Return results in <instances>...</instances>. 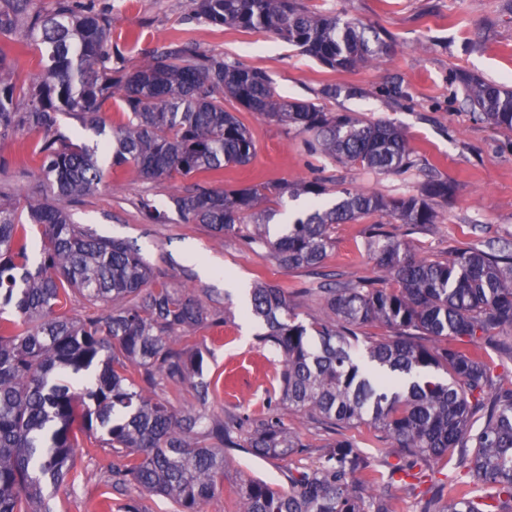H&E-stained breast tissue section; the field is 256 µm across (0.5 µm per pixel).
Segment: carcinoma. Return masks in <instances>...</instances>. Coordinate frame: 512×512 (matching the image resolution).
Wrapping results in <instances>:
<instances>
[{
	"label": "carcinoma",
	"mask_w": 512,
	"mask_h": 512,
	"mask_svg": "<svg viewBox=\"0 0 512 512\" xmlns=\"http://www.w3.org/2000/svg\"><path fill=\"white\" fill-rule=\"evenodd\" d=\"M193 15L271 32L333 70H354L390 50L378 33L297 0H194ZM20 20L41 71L16 75L12 47L0 43V140L25 127L42 132L34 152L49 200L23 212L0 205V512H50L45 488L63 484L79 451L95 445L118 455L115 475L139 492L172 500L176 512H202L224 482V449L263 458L306 451L285 422L292 410L329 427L367 425L408 462L387 461L384 473L350 440H335L315 465L288 472L286 492L241 481L236 512H395L385 477H408L444 458L489 493L477 500L456 483L439 484L427 490L422 512H512V384L485 357L488 338L512 329V252L467 247L427 260L376 232L370 255L380 281L394 287L329 286L324 316L308 323L285 289L257 282L242 313L264 327L261 342L282 357L279 410L224 419L181 413L158 395L180 384L207 402L212 379L194 334L221 322L128 242L70 221L68 207L100 183V156L109 155L141 179L192 180L167 206L142 199L150 222L166 223L172 207L216 234L245 232L280 266H317L332 246L333 225L376 215L433 224L436 202L448 201L455 186L429 176L417 193L390 198L345 187L326 207L327 188L315 179L301 188L310 212L273 240L272 214L258 206L288 187L215 184L224 167L246 165L256 152L224 102L310 135L309 149L325 158L380 174L415 166L401 130L288 101L265 72L190 39L170 41L134 68H114L109 19L81 0H0V36ZM462 86L470 111L512 131V88L473 77ZM110 100L126 117L111 130L102 112ZM61 112L102 141L69 140L57 127ZM33 226L41 244L31 257ZM74 293L97 313L72 315ZM374 324L390 334L360 338L357 329Z\"/></svg>",
	"instance_id": "carcinoma-1"
}]
</instances>
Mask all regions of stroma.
Here are the masks:
<instances>
[{
	"label": "stroma",
	"instance_id": "35a3bbf8",
	"mask_svg": "<svg viewBox=\"0 0 512 512\" xmlns=\"http://www.w3.org/2000/svg\"><path fill=\"white\" fill-rule=\"evenodd\" d=\"M313 11L330 12L375 29L393 43L389 56L352 71H336L263 31L218 27L193 18L192 0H93L111 21L112 63L129 68L176 38L196 42L264 71L279 94L291 101L323 104L326 111L365 121L385 120L403 132L417 156V169L381 175L345 166L308 151L305 135L242 113L256 144L245 166L224 170V187L261 183L295 185L316 178L327 181L325 200L335 203L341 184L386 196L416 192L429 168L457 187L451 203L439 206L437 223L423 226L396 221L385 229L407 241L422 258L443 259L455 249L512 245V132L476 119L463 104L461 74L512 87V0H301ZM341 86L336 98L322 99L325 85ZM40 132L22 128L0 141V204L37 201L45 189L41 161L33 152ZM187 179H139L125 168L105 166L102 183L70 207L72 219L97 234L128 240L140 248L155 272L188 285L209 313L224 318L221 327H204L195 340L219 387L208 400L210 413L244 416L278 398L281 369L277 353L261 348L259 326L244 319L240 307L256 280L287 288L301 320L322 317L321 287L328 283L374 280L379 272L369 257L371 220L337 224L321 266L276 265L259 248L247 246L236 232L216 235L201 224H187L177 213L167 223L152 224L140 210L141 199L161 203L182 192ZM285 420L309 450L282 458H259L246 450H228L224 486L257 478L284 489L290 471L311 467L321 446L352 439L372 465L397 462L398 451L380 452L368 426L324 428L308 415L291 412ZM120 464L109 449L79 453L72 482L47 489L54 512H100L111 500L112 512H125L137 500L140 512H174L173 503L152 495H135L118 483ZM225 493L210 498L203 512H228Z\"/></svg>",
	"mask_w": 512,
	"mask_h": 512
}]
</instances>
